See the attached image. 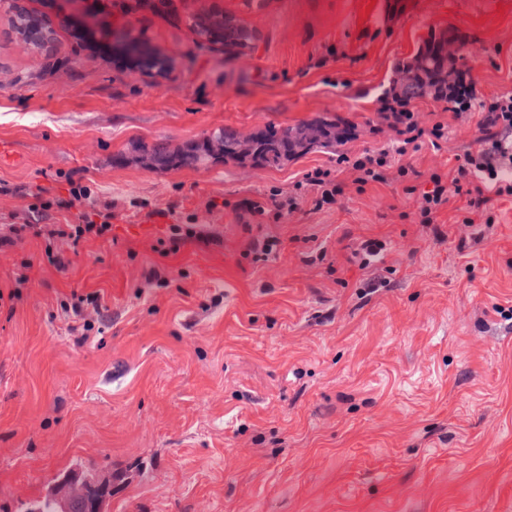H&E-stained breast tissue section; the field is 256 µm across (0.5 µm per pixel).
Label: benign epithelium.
I'll return each mask as SVG.
<instances>
[{
    "mask_svg": "<svg viewBox=\"0 0 512 512\" xmlns=\"http://www.w3.org/2000/svg\"><path fill=\"white\" fill-rule=\"evenodd\" d=\"M72 23V15L64 12L38 17L34 29L41 35L57 25ZM112 493V476L103 475L93 469L64 474L49 492L48 500L54 512H103V505Z\"/></svg>",
    "mask_w": 512,
    "mask_h": 512,
    "instance_id": "benign-epithelium-1",
    "label": "benign epithelium"
}]
</instances>
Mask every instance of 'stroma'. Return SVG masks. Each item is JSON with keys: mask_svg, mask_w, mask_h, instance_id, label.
<instances>
[{"mask_svg": "<svg viewBox=\"0 0 512 512\" xmlns=\"http://www.w3.org/2000/svg\"><path fill=\"white\" fill-rule=\"evenodd\" d=\"M193 8L100 0L92 39L59 26L40 54L0 8V231L63 223L34 195L72 178L83 210L116 203L104 236L0 252V508L29 512L80 462L113 474L106 512H512V203L476 228L451 223L460 196L439 230L416 215L475 124L417 99L448 124L412 156L417 194L347 185L332 208L262 225L282 242L268 260L234 211L386 146L378 100L440 32L482 94L512 95V0H224L255 32L233 50L190 30ZM112 26L134 52L104 45ZM326 115L344 145L279 167L156 170L133 151ZM157 209L213 241L142 230ZM365 239L386 244L367 266ZM90 292L103 308L84 341L65 306Z\"/></svg>", "mask_w": 512, "mask_h": 512, "instance_id": "obj_1", "label": "stroma"}]
</instances>
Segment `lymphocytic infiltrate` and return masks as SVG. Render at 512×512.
I'll list each match as a JSON object with an SVG mask.
<instances>
[{"label": "lymphocytic infiltrate", "instance_id": "obj_1", "mask_svg": "<svg viewBox=\"0 0 512 512\" xmlns=\"http://www.w3.org/2000/svg\"><path fill=\"white\" fill-rule=\"evenodd\" d=\"M478 82L471 70L449 69L446 80L435 82L434 99L442 103L444 111L454 120H477L481 135L477 149L458 157L455 167L447 175L431 174V190L417 192L415 186H405V194H419V221L437 223L441 211L454 195L467 198L462 223L492 224L496 221L491 201L493 198H512V95L483 97L477 90ZM377 112L393 134L391 148L357 155L341 153L337 165L349 175V182L363 186L369 183L387 184L412 174L414 168L406 163L409 152L419 151L423 145L438 146L448 132L443 122L422 123L414 109L411 97L393 94L380 100ZM343 182L332 178L330 172L314 169L298 182L297 192H275L269 196L243 200L235 208L242 224H263L280 221L298 211L302 204H311L313 210L336 203L344 192ZM86 186L71 182L69 194L56 196L52 206L61 211L75 212L73 221L64 224H13L7 235L0 237V248L13 245L23 233H31L46 242L69 240L80 242L90 236L100 237L111 228L112 202L85 211L81 205L88 198Z\"/></svg>", "mask_w": 512, "mask_h": 512}]
</instances>
